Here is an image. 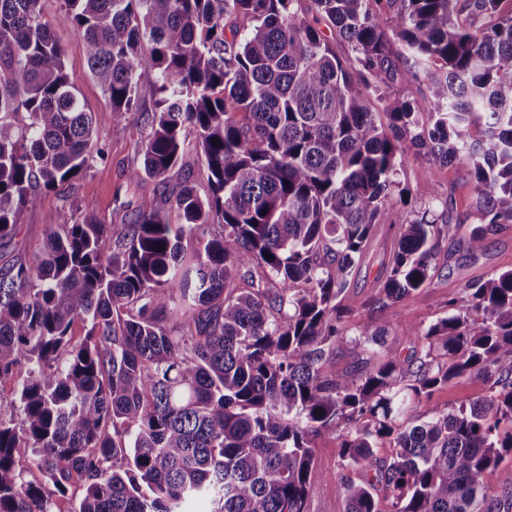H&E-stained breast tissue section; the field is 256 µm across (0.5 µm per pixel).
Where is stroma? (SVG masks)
<instances>
[{
    "label": "stroma",
    "instance_id": "stroma-1",
    "mask_svg": "<svg viewBox=\"0 0 512 512\" xmlns=\"http://www.w3.org/2000/svg\"><path fill=\"white\" fill-rule=\"evenodd\" d=\"M41 8L43 19L51 25L63 47L67 78L95 116L96 138L105 157L95 161L68 192L42 193L38 205L24 214L12 244L0 249V267L19 258L32 259L43 245L48 225L73 222L87 209L93 210L100 223H119L140 198L153 196L158 188L154 179L136 186L127 184L124 168L141 161L127 123L124 117L111 112L101 86L91 76L84 44L63 20L62 0H41ZM471 168L470 159L464 156L448 165H434L413 150L403 159L399 179L419 191L417 199L403 209V217L412 219L428 209L439 213L449 202L462 220L464 232L441 242L434 276L426 286L381 314L380 320L389 324L390 340L402 356L420 351L418 331L446 316L449 300L461 299L465 284L485 281L512 268V224L502 225L485 241L481 252L473 254L468 250L467 231L478 223ZM392 247V234L379 229L366 257L352 273L350 302L361 304L371 294L376 280L384 276V264ZM488 388V383L476 376L454 379L436 390L431 399L418 404L411 418L424 420L481 399ZM340 443L337 435L329 433L315 441L313 493L306 512H346L345 498L336 482L342 464Z\"/></svg>",
    "mask_w": 512,
    "mask_h": 512
}]
</instances>
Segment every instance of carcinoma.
<instances>
[{
	"mask_svg": "<svg viewBox=\"0 0 512 512\" xmlns=\"http://www.w3.org/2000/svg\"><path fill=\"white\" fill-rule=\"evenodd\" d=\"M295 2L63 0L142 156L128 181L160 191L121 224L88 208L51 224L33 262L0 268V385H14L0 400V512H186L202 496L212 512H305L313 441L336 432L346 512H512V488L484 481L512 455V269L465 285L404 359L386 325L352 335L346 301L380 225L400 235L363 302L372 314L423 287L461 230L448 204L438 222L395 209L419 195L398 180L413 148L472 161L471 251L512 224V10L309 0V20ZM39 3L0 0V248L42 190L104 157ZM397 59L429 95L385 106L383 125ZM191 150L204 197L167 182ZM78 320L90 327L77 337ZM350 344L372 365L326 372ZM471 375L486 397L399 423L407 402ZM388 439L390 461L376 453ZM34 468L45 482L26 480Z\"/></svg>",
	"mask_w": 512,
	"mask_h": 512,
	"instance_id": "1",
	"label": "carcinoma"
}]
</instances>
